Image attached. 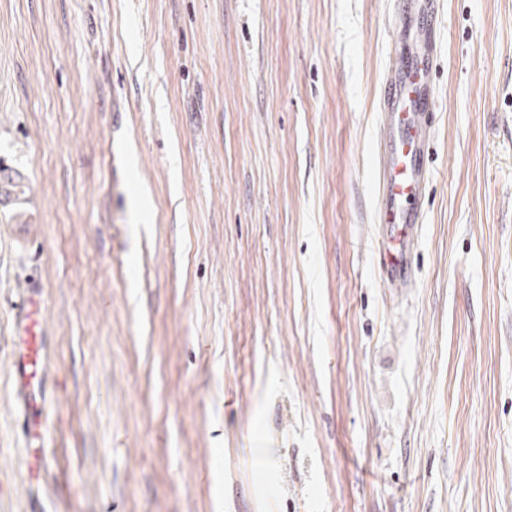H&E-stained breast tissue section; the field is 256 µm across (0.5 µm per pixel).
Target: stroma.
Segmentation results:
<instances>
[{
	"instance_id": "obj_1",
	"label": "stroma",
	"mask_w": 512,
	"mask_h": 512,
	"mask_svg": "<svg viewBox=\"0 0 512 512\" xmlns=\"http://www.w3.org/2000/svg\"><path fill=\"white\" fill-rule=\"evenodd\" d=\"M408 288L394 0H0V512H512V0H441ZM43 308V464L9 374ZM439 0H397L414 23L419 46L398 55L379 100L375 148L377 255L391 287H410L424 213L412 200L425 197L431 179L426 157L436 129V96L430 73L437 57ZM6 170L10 174L0 176V197L1 199L20 198L25 194V185L21 177L11 169L0 168V173L2 174V171Z\"/></svg>"
}]
</instances>
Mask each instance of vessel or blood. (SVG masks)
<instances>
[{
  "instance_id": "obj_1",
  "label": "vessel or blood",
  "mask_w": 512,
  "mask_h": 512,
  "mask_svg": "<svg viewBox=\"0 0 512 512\" xmlns=\"http://www.w3.org/2000/svg\"><path fill=\"white\" fill-rule=\"evenodd\" d=\"M414 23L419 45L398 55L379 100L380 134L375 148V222L381 232L377 255L390 286H411L424 213L416 204L431 179L426 157L436 129V96L430 73L437 57L439 0H397ZM42 316L28 296L15 315L10 375L22 404L27 431L42 434Z\"/></svg>"
}]
</instances>
